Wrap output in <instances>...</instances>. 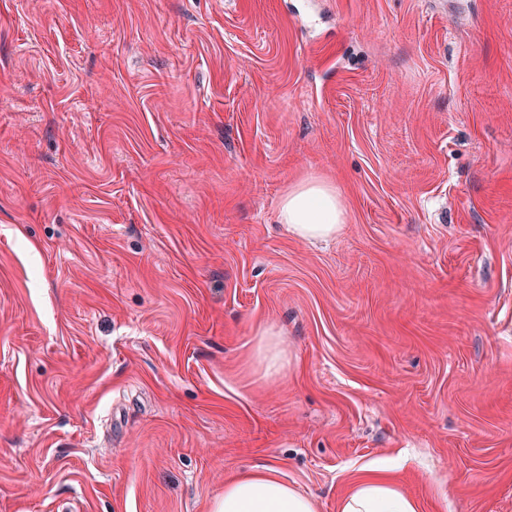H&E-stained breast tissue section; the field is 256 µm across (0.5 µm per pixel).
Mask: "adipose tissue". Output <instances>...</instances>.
I'll list each match as a JSON object with an SVG mask.
<instances>
[{
    "label": "adipose tissue",
    "mask_w": 512,
    "mask_h": 512,
    "mask_svg": "<svg viewBox=\"0 0 512 512\" xmlns=\"http://www.w3.org/2000/svg\"><path fill=\"white\" fill-rule=\"evenodd\" d=\"M277 217L296 239L317 242L336 237L347 210L332 184L309 179L282 196ZM211 512H318V504L288 485L276 467L266 466L226 480ZM338 512H419V505L393 479L373 476L354 483Z\"/></svg>",
    "instance_id": "adipose-tissue-1"
}]
</instances>
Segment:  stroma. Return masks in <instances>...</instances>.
<instances>
[{"label":"stroma","mask_w":512,"mask_h":512,"mask_svg":"<svg viewBox=\"0 0 512 512\" xmlns=\"http://www.w3.org/2000/svg\"><path fill=\"white\" fill-rule=\"evenodd\" d=\"M269 464L512 512V0H0V512ZM277 217L296 239L317 242L336 237L346 223L347 210L336 187L309 179L282 196ZM256 336H259L255 349V358L264 368L266 374L280 370L282 366L283 352L279 343L273 336H278L272 328H259Z\"/></svg>","instance_id":"stroma-1"}]
</instances>
